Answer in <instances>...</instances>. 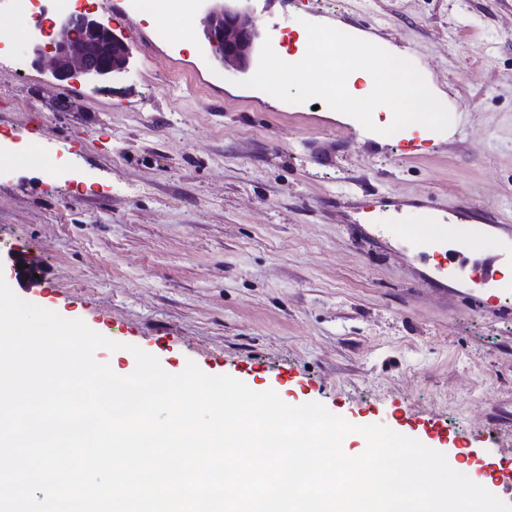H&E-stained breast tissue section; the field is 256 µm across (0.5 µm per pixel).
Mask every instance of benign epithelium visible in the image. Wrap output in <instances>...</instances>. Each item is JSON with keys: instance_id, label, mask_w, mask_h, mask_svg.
Returning a JSON list of instances; mask_svg holds the SVG:
<instances>
[{"instance_id": "benign-epithelium-1", "label": "benign epithelium", "mask_w": 512, "mask_h": 512, "mask_svg": "<svg viewBox=\"0 0 512 512\" xmlns=\"http://www.w3.org/2000/svg\"><path fill=\"white\" fill-rule=\"evenodd\" d=\"M65 33L53 40L52 55L45 56L39 45L31 50V64L49 62L52 76L60 81L97 82L112 77L107 63L108 46L123 45L111 27L90 15L74 16L62 25ZM205 32L224 64L244 72L250 65L260 38L259 29L248 10L224 5L211 10Z\"/></svg>"}]
</instances>
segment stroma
Here are the masks:
<instances>
[{"instance_id":"1","label":"stroma","mask_w":512,"mask_h":512,"mask_svg":"<svg viewBox=\"0 0 512 512\" xmlns=\"http://www.w3.org/2000/svg\"><path fill=\"white\" fill-rule=\"evenodd\" d=\"M295 54L313 18L400 52L438 89L445 138L378 135L312 102L239 86L203 24L208 0L158 17L93 15L132 50L127 72L59 81L0 55V276L21 299L83 320L180 373L194 362L288 404L322 403L438 446L477 475L512 472V315L480 289L485 254L428 285L394 239L416 206L512 236V0H241ZM34 257L21 289L15 259ZM489 304L474 310L472 295Z\"/></svg>"}]
</instances>
